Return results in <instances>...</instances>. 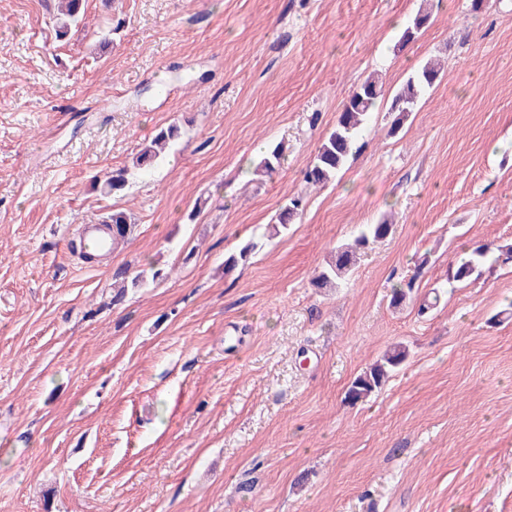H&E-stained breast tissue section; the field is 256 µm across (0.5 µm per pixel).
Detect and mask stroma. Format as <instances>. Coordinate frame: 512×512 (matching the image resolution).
I'll list each match as a JSON object with an SVG mask.
<instances>
[{
    "mask_svg": "<svg viewBox=\"0 0 512 512\" xmlns=\"http://www.w3.org/2000/svg\"><path fill=\"white\" fill-rule=\"evenodd\" d=\"M421 4L88 0L59 41L53 0H0V512H512V269L447 281L512 243V0H439L399 47L392 19ZM431 58L443 76L404 130L377 116L336 182L308 187L365 77L390 93ZM172 124L149 175L95 188ZM294 195L303 214L264 239ZM115 207L128 242L82 261L80 225ZM385 214L349 286L312 287ZM124 267L162 275L116 305ZM409 281L439 291L432 313L390 307ZM399 342L406 366L344 403ZM285 156V147L281 143L274 146H269L266 151L260 156L253 170L255 178L253 181L261 180L263 177L271 176L280 166ZM488 262L491 265L512 263V244L494 248L488 244L475 247L468 258L449 264L448 283H465L471 280L481 273L482 266Z\"/></svg>",
    "mask_w": 512,
    "mask_h": 512,
    "instance_id": "obj_1",
    "label": "stroma"
}]
</instances>
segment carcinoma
Wrapping results in <instances>:
<instances>
[{"label":"carcinoma","mask_w":512,"mask_h":512,"mask_svg":"<svg viewBox=\"0 0 512 512\" xmlns=\"http://www.w3.org/2000/svg\"><path fill=\"white\" fill-rule=\"evenodd\" d=\"M86 0H58L57 37L62 38L73 27L85 19ZM431 18L427 7H422L404 29L400 43L405 45L426 27ZM443 70L438 59H430L413 73L400 86L392 97L390 112L394 115L388 134L397 135L415 111L424 91L432 87L439 79ZM382 96V84L375 73L369 75L354 89L336 120L334 128L326 135L316 155L304 172V180L313 187H324L336 179L358 150L359 138L372 118V112L378 99ZM178 136V127L170 125L160 129L149 144L143 146L133 160V168L138 172L150 170L157 164L158 158L165 152L170 143ZM285 156V147L278 143L270 146L252 167L255 180L271 176L280 166ZM130 169L117 168L108 173L103 182L102 190L106 194H114L125 188L129 181ZM303 210V197L293 196L280 208L272 228L279 233V228H287ZM112 224V243L118 244L130 232L131 216L124 211L112 210L106 218ZM393 224L387 218L375 224H363L357 235L332 251L330 257L316 272L312 285L316 288H338L351 275L357 260L370 245L385 239L392 232ZM255 244L249 242L242 246L238 253L224 260V272L233 270L238 265L246 264ZM512 263V244L480 245L473 249L469 257L448 265V282L465 283L481 273L482 266ZM114 278L120 281V291L114 295L117 303L124 297L125 289L141 288L145 285L144 272L136 274L124 269L118 271ZM409 351L406 345L397 343L381 357L371 363L366 370L357 375L348 385L344 402L351 406L368 401L389 381L393 374L407 361Z\"/></svg>","instance_id":"cac0c4a2"}]
</instances>
